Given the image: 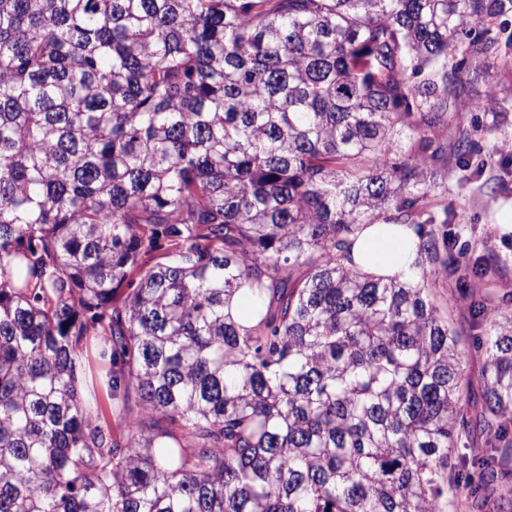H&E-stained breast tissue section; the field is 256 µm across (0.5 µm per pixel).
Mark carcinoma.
<instances>
[{
  "mask_svg": "<svg viewBox=\"0 0 512 512\" xmlns=\"http://www.w3.org/2000/svg\"><path fill=\"white\" fill-rule=\"evenodd\" d=\"M512 0H0V512H448L512 462V310L468 285L448 168ZM420 237L408 282L347 268ZM461 285L486 353L431 297ZM112 347L120 434L83 343ZM351 248L353 270L381 277L411 279L419 259V237L408 226L400 224H362Z\"/></svg>",
  "mask_w": 512,
  "mask_h": 512,
  "instance_id": "obj_1",
  "label": "carcinoma"
}]
</instances>
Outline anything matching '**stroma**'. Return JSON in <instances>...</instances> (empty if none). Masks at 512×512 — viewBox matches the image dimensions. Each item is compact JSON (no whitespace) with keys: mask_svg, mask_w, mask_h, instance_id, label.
I'll use <instances>...</instances> for the list:
<instances>
[{"mask_svg":"<svg viewBox=\"0 0 512 512\" xmlns=\"http://www.w3.org/2000/svg\"><path fill=\"white\" fill-rule=\"evenodd\" d=\"M495 96L501 106L500 123L494 133L479 132L483 150L496 148L494 162H485L482 154L471 161L472 175L459 184L456 174H449L443 187L432 191L428 210L431 215L447 214L448 235L454 241L453 252L460 261L474 265L486 255L494 262L487 272L486 292L493 305L512 309V234L499 231L497 214L512 205V72L498 70L472 77V103L462 104L453 122L470 128L473 120L490 122L489 114H476L474 101ZM101 337L88 338L84 345L88 376L97 383L101 410L94 424L116 425L117 406L112 403V388L107 379L112 370L109 359L100 357Z\"/></svg>","mask_w":512,"mask_h":512,"instance_id":"1","label":"stroma"}]
</instances>
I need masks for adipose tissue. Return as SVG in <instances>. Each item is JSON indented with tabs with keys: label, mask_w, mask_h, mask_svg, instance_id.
<instances>
[{
	"label": "adipose tissue",
	"mask_w": 512,
	"mask_h": 512,
	"mask_svg": "<svg viewBox=\"0 0 512 512\" xmlns=\"http://www.w3.org/2000/svg\"><path fill=\"white\" fill-rule=\"evenodd\" d=\"M351 267L369 275L410 280L419 259V238L408 226L365 224L352 238Z\"/></svg>",
	"instance_id": "obj_1"
}]
</instances>
